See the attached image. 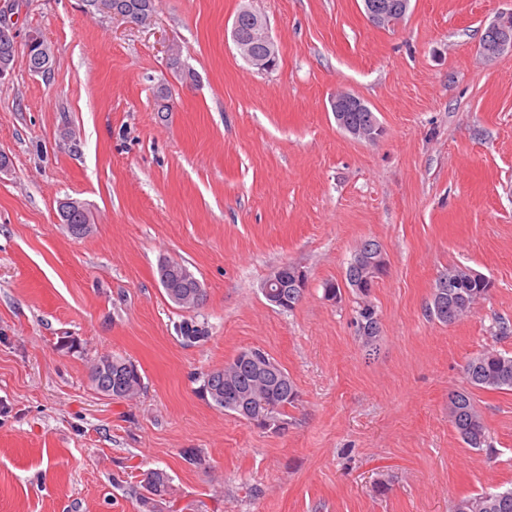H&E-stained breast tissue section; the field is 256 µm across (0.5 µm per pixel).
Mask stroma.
I'll return each instance as SVG.
<instances>
[{
    "label": "stroma",
    "instance_id": "1",
    "mask_svg": "<svg viewBox=\"0 0 512 512\" xmlns=\"http://www.w3.org/2000/svg\"><path fill=\"white\" fill-rule=\"evenodd\" d=\"M243 8L269 22L272 72L230 39ZM508 11L512 0H411L383 29L363 0H158L151 23L130 26L81 0H23L18 32L39 33L54 65L0 82V512H452L511 488L512 390L473 389L463 370L486 349L512 354V51H480ZM170 44L194 82L170 68ZM339 90L376 113L380 138L339 129ZM67 127L78 148L63 145ZM68 196L89 205L88 236L60 223ZM369 238L389 259L371 351L358 297L323 295ZM164 258L203 283L207 340L178 336L187 313L159 283ZM289 263L309 284L284 312L260 286ZM453 266L494 287L448 324L428 306ZM248 347L297 386L285 430L197 393L200 373ZM106 354L137 365L138 397L93 389ZM455 390L471 393L492 451L449 422ZM149 469L172 488L152 509Z\"/></svg>",
    "mask_w": 512,
    "mask_h": 512
}]
</instances>
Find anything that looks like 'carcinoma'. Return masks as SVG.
Returning <instances> with one entry per match:
<instances>
[{
  "mask_svg": "<svg viewBox=\"0 0 512 512\" xmlns=\"http://www.w3.org/2000/svg\"><path fill=\"white\" fill-rule=\"evenodd\" d=\"M116 8L142 16H148L157 9V0H112ZM30 52L49 63L53 60L50 46L41 36H36L29 43ZM340 121L349 128L370 127L378 123L377 116L370 107L358 106L348 112L341 113ZM62 223L68 225L71 236H84L83 225L93 223V215L87 206L79 209H68ZM381 248L374 239L363 240L354 250L345 272L344 284L327 281L323 285L324 296L331 300L341 297V287L345 286L360 299L356 310L355 322L358 335L364 347L372 346L380 336V318L375 306L369 301L372 288L380 279L368 268L366 261L359 258L360 253H373ZM170 283L164 288L167 298L180 309L195 310L202 305L204 297H199L196 305L190 306L182 302L181 297L187 293H195L199 279L189 268L176 260L170 259ZM493 287L492 281L486 276L475 274L468 267L455 266L448 268V273L436 281L430 314L437 320L446 323L448 319L439 313L441 306H446L453 313V320L463 317L478 300L485 298ZM280 293L285 302L279 309L290 311L302 299V295L293 286L291 274H286L280 281ZM178 334L184 343L191 345L207 338L206 327L193 319H185L178 326ZM256 355L272 359L260 348H245L242 354L224 364L222 369L203 372L198 377L199 395L210 405L229 411L224 405V391L235 389L260 411L272 414L281 421H286L288 407L295 404L298 392L292 378L283 373L276 379L261 383L257 380L255 367L249 357ZM464 372L471 386L486 390L512 389V355L497 350H484L471 357ZM90 381L94 389L103 396L128 399L142 389V377L134 368V363L126 358L114 355H102L92 365ZM458 402L448 403V418L453 427L471 448L478 450L488 446L489 429L482 415L476 409L473 399L467 391H457ZM144 488L149 495L145 504H151L153 498L163 499L168 495L169 477L158 469L144 473ZM453 512H512V489L505 491H485L475 496L464 497L453 505Z\"/></svg>",
  "mask_w": 512,
  "mask_h": 512,
  "instance_id": "carcinoma-1",
  "label": "carcinoma"
}]
</instances>
